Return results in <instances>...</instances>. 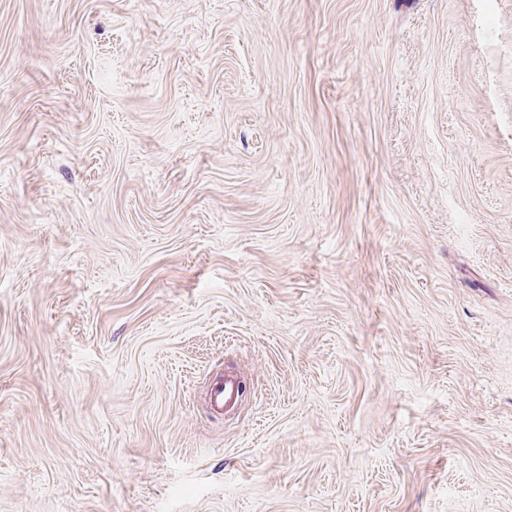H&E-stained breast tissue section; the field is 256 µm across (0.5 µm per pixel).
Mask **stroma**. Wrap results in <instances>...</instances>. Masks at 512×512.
Here are the masks:
<instances>
[{
    "label": "stroma",
    "instance_id": "stroma-1",
    "mask_svg": "<svg viewBox=\"0 0 512 512\" xmlns=\"http://www.w3.org/2000/svg\"><path fill=\"white\" fill-rule=\"evenodd\" d=\"M0 512H512V0H0ZM239 395V380L235 374L224 375V381L215 382L207 394L209 408L216 414L233 408Z\"/></svg>",
    "mask_w": 512,
    "mask_h": 512
}]
</instances>
